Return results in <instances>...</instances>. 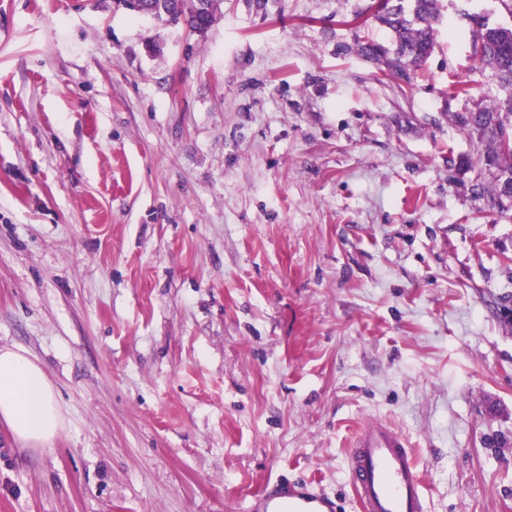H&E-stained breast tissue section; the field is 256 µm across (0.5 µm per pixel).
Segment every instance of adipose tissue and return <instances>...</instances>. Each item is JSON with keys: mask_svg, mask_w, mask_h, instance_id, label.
<instances>
[{"mask_svg": "<svg viewBox=\"0 0 512 512\" xmlns=\"http://www.w3.org/2000/svg\"><path fill=\"white\" fill-rule=\"evenodd\" d=\"M0 420L28 448H46L65 427L43 368L20 348L0 347Z\"/></svg>", "mask_w": 512, "mask_h": 512, "instance_id": "1", "label": "adipose tissue"}]
</instances>
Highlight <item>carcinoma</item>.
Listing matches in <instances>:
<instances>
[{
	"label": "carcinoma",
	"mask_w": 512,
	"mask_h": 512,
	"mask_svg": "<svg viewBox=\"0 0 512 512\" xmlns=\"http://www.w3.org/2000/svg\"><path fill=\"white\" fill-rule=\"evenodd\" d=\"M223 0H150L158 11L184 21L191 29H209L220 14ZM378 20L390 32L395 50L366 40L360 49L380 61L388 74L410 80L411 71L420 68L436 44L437 25L442 18L441 0H380ZM474 57L496 90L491 104L473 103L461 112L451 113L452 121L478 142L477 158L463 159L460 165L475 172L471 193L489 198L491 207L501 212L512 209V26L484 24L472 30Z\"/></svg>",
	"instance_id": "cac0c4a2"
}]
</instances>
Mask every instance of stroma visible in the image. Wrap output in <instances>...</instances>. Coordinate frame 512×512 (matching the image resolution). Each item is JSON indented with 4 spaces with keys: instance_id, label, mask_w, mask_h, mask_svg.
I'll use <instances>...</instances> for the list:
<instances>
[{
    "instance_id": "obj_1",
    "label": "stroma",
    "mask_w": 512,
    "mask_h": 512,
    "mask_svg": "<svg viewBox=\"0 0 512 512\" xmlns=\"http://www.w3.org/2000/svg\"><path fill=\"white\" fill-rule=\"evenodd\" d=\"M198 34L116 0H0V347L65 429L0 424V512H245L305 479L360 512L353 432L407 438L428 512H512V211L448 118L486 78L442 0L411 81L375 0H223Z\"/></svg>"
}]
</instances>
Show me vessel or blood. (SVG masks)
Returning a JSON list of instances; mask_svg holds the SVG:
<instances>
[{"mask_svg":"<svg viewBox=\"0 0 512 512\" xmlns=\"http://www.w3.org/2000/svg\"><path fill=\"white\" fill-rule=\"evenodd\" d=\"M349 467L361 512H424L425 493L414 455L403 434L375 421L354 435ZM249 512H335L333 500L304 482H278L253 495Z\"/></svg>","mask_w":512,"mask_h":512,"instance_id":"obj_1","label":"vessel or blood"}]
</instances>
